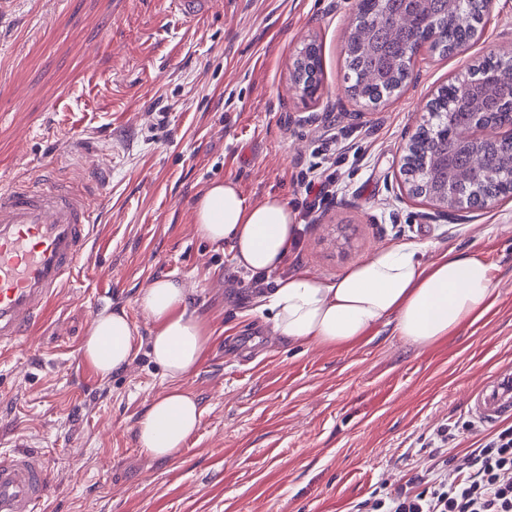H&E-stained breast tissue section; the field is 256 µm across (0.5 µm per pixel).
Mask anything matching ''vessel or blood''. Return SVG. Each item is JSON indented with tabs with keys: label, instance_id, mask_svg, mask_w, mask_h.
Masks as SVG:
<instances>
[{
	"label": "vessel or blood",
	"instance_id": "vessel-or-blood-1",
	"mask_svg": "<svg viewBox=\"0 0 512 512\" xmlns=\"http://www.w3.org/2000/svg\"><path fill=\"white\" fill-rule=\"evenodd\" d=\"M209 0H174L194 24ZM96 189L43 174L0 186V347L31 334L85 253L98 212ZM468 412L488 423L512 414V374L476 391ZM50 476L42 453L0 452V512H43Z\"/></svg>",
	"mask_w": 512,
	"mask_h": 512
}]
</instances>
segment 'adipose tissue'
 <instances>
[{
  "mask_svg": "<svg viewBox=\"0 0 512 512\" xmlns=\"http://www.w3.org/2000/svg\"><path fill=\"white\" fill-rule=\"evenodd\" d=\"M194 222L203 240L230 245L237 267L266 277L284 267L300 229L287 201L271 197L252 204L230 179L210 183L198 195ZM426 249L417 242L378 248L327 283L291 274L257 301L268 310L274 335L291 344L352 346L389 325L424 348L481 320L496 292L493 269L476 251L451 247L427 261ZM136 303L153 325L148 354L170 382L138 419L137 444L142 455L167 462L199 427L200 402L179 383L201 365L213 332L191 310L184 283L154 280ZM137 334L125 309L102 312L89 326L81 356L108 379L136 356Z\"/></svg>",
  "mask_w": 512,
  "mask_h": 512,
  "instance_id": "1",
  "label": "adipose tissue"
}]
</instances>
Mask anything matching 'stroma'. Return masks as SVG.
I'll return each instance as SVG.
<instances>
[{"label":"stroma","instance_id":"obj_1","mask_svg":"<svg viewBox=\"0 0 512 512\" xmlns=\"http://www.w3.org/2000/svg\"><path fill=\"white\" fill-rule=\"evenodd\" d=\"M172 0H0V184L55 170L101 186L93 245L55 309L0 351V441L45 453L48 512H369L375 499L467 472V458L512 416L479 423L470 393L512 369V198L424 219L400 174L408 132L428 104L486 58L512 60V0H494L479 34L452 55L421 53L402 87L352 99L344 46L352 0H210L184 26ZM320 50V92L295 95L301 48ZM249 202L329 194L305 217L284 267L328 282L377 248L425 242L477 250L496 303L472 325L420 348L391 327L371 341L319 349L273 336L257 289L229 248L193 227L211 181ZM112 276L95 298L96 276ZM192 288L216 331L182 385L203 410L180 456L140 454L136 422L168 385L147 349L109 381L83 362L92 319L129 314L158 278ZM448 443L434 444L438 430Z\"/></svg>","mask_w":512,"mask_h":512}]
</instances>
